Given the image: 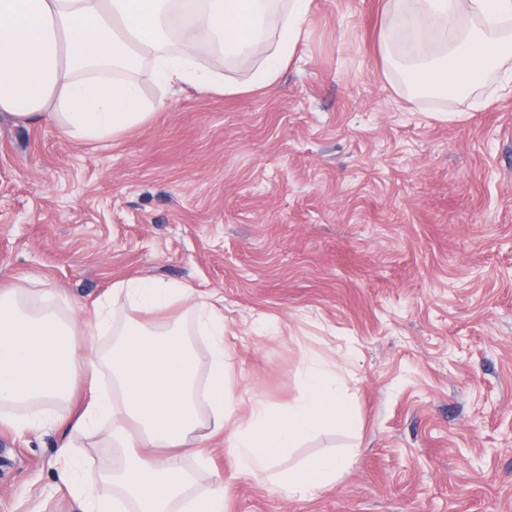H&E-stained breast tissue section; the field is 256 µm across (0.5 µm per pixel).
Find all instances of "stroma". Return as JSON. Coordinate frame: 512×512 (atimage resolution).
I'll list each match as a JSON object with an SVG mask.
<instances>
[{"instance_id":"obj_1","label":"stroma","mask_w":512,"mask_h":512,"mask_svg":"<svg viewBox=\"0 0 512 512\" xmlns=\"http://www.w3.org/2000/svg\"><path fill=\"white\" fill-rule=\"evenodd\" d=\"M387 0H312L277 84L187 87L105 143L0 116V287L85 306L129 279L188 285L224 316L236 415L282 410L303 357L341 363L355 425L242 475L206 441L194 493L224 512H512V76L407 96L386 69ZM59 434L0 426V512H78ZM348 457L302 499L299 464Z\"/></svg>"}]
</instances>
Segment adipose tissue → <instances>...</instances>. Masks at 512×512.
<instances>
[{"label":"adipose tissue","mask_w":512,"mask_h":512,"mask_svg":"<svg viewBox=\"0 0 512 512\" xmlns=\"http://www.w3.org/2000/svg\"><path fill=\"white\" fill-rule=\"evenodd\" d=\"M311 0H0V112L22 122H52L75 140L105 142L146 125L158 104L137 77L148 64L165 90L190 86L206 93L266 89L278 81L305 31ZM232 65L256 66L237 83L200 66V47ZM381 47L389 70L416 92L440 99L471 91L493 68L512 63V0H391ZM132 312L110 346L96 342L112 315L95 302L92 318L79 305L59 310L45 292L0 289V423L22 432L43 409L60 427L61 489L82 512H224V488L190 492L194 475L184 458L204 456L196 432H231L240 472L259 478L271 451L315 437L327 424L353 425L336 374L316 361L302 372L299 397L281 411L253 403L247 418L226 409L230 380L224 365V317L193 288L165 281L116 284ZM204 328L211 371L197 383V358L178 325L157 326L146 315L170 307ZM83 337L92 379L84 408L71 417L74 340ZM107 424V447L120 462L103 472L101 495L80 477L82 446ZM347 458L322 456L288 473L282 488L306 497L335 481ZM100 484V485H101Z\"/></svg>","instance_id":"adipose-tissue-1"}]
</instances>
